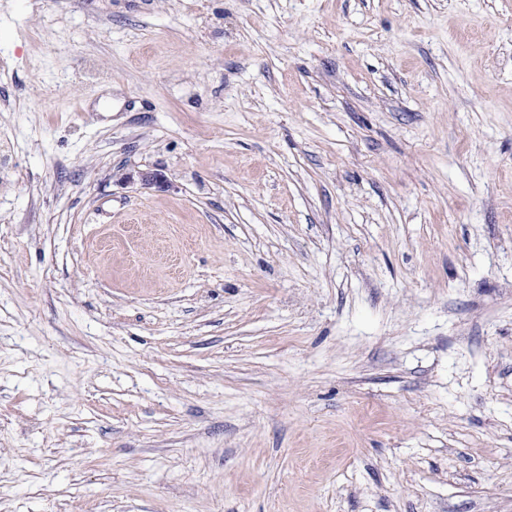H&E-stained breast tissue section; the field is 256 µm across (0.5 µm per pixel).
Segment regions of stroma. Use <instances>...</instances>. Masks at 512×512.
<instances>
[{
  "mask_svg": "<svg viewBox=\"0 0 512 512\" xmlns=\"http://www.w3.org/2000/svg\"><path fill=\"white\" fill-rule=\"evenodd\" d=\"M0 512H512V0H0ZM121 182L135 183L139 182L140 185L147 188L164 189L168 187V181L165 175L159 170H142L136 173L128 172L122 174L120 177Z\"/></svg>",
  "mask_w": 512,
  "mask_h": 512,
  "instance_id": "obj_1",
  "label": "stroma"
}]
</instances>
